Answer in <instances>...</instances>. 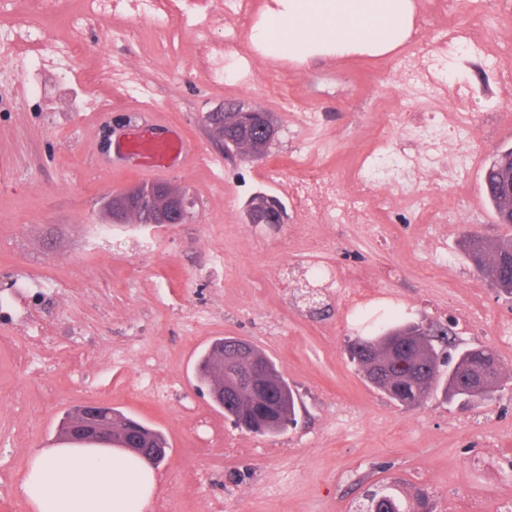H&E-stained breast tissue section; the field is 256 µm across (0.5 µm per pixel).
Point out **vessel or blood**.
Wrapping results in <instances>:
<instances>
[{"label":"vessel or blood","instance_id":"1","mask_svg":"<svg viewBox=\"0 0 512 512\" xmlns=\"http://www.w3.org/2000/svg\"><path fill=\"white\" fill-rule=\"evenodd\" d=\"M121 157L135 162L139 170L154 175L177 163L187 162L198 153V145L179 127H171L166 135L156 136L150 126H133L119 145Z\"/></svg>","mask_w":512,"mask_h":512}]
</instances>
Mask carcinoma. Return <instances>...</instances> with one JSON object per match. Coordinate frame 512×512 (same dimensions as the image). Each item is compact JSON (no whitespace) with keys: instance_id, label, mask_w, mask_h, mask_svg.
<instances>
[{"instance_id":"1","label":"carcinoma","mask_w":512,"mask_h":512,"mask_svg":"<svg viewBox=\"0 0 512 512\" xmlns=\"http://www.w3.org/2000/svg\"><path fill=\"white\" fill-rule=\"evenodd\" d=\"M512 157V148L498 152L484 168L483 183L492 185L501 177L512 174V164L502 168L504 160ZM512 242V235L491 239L478 232L468 234L462 244L463 252L473 268L488 279L494 286L512 293V267L502 266L498 261L503 247ZM426 331V339L419 341L413 354L408 357L394 355L390 349L391 338H382L372 344L370 353L364 358L357 357L359 372L374 388L380 390L400 405L418 404L428 399L442 397L445 401L455 398L471 399L477 394L471 393L472 376L489 363L494 366L493 376L497 384H502L499 359L496 352L482 359L469 350L459 352L448 369L442 364ZM223 340L217 339L198 356L195 376L212 398L214 406L228 415H233L245 430L260 436L274 437L284 432L289 422L295 419V393L282 377L276 363L264 352L257 353V359L268 366V372L274 384V393L266 396L256 390L230 403L225 396L215 390L219 375L218 356ZM389 360V368L382 374L371 369L376 358ZM497 390L483 392L479 401H490ZM137 435L145 434L157 448H167L169 443L165 434L139 421H134Z\"/></svg>"}]
</instances>
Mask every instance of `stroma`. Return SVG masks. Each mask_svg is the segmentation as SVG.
<instances>
[{"instance_id":"stroma-1","label":"stroma","mask_w":512,"mask_h":512,"mask_svg":"<svg viewBox=\"0 0 512 512\" xmlns=\"http://www.w3.org/2000/svg\"><path fill=\"white\" fill-rule=\"evenodd\" d=\"M267 0H249V16L204 5L216 31L234 34L250 82L215 84L185 68L194 51L190 24L174 21L167 46L135 42L128 27L150 28L132 15L89 28L87 53L67 60V40L48 50L38 71L23 62L0 71L16 101L0 99V289L30 277L49 292L29 306L55 322L69 354L44 364L19 361L7 348L12 322L0 317V485L7 512H28L18 491L29 449L57 441L64 414L94 402L160 429L170 448L156 467V494L171 512H194L184 501L188 474H206L205 495L229 512H353L367 489L388 484L408 512H439L442 498L483 499L494 512L512 456V347L494 334L512 320V296L498 292L469 264L462 235L494 238L497 223L482 191L485 166L512 147V0H416L417 32L384 57L351 55L308 66L253 52L248 36ZM479 30L482 54L459 52L428 82L404 78L401 61L442 37L462 41ZM106 67L110 81L88 84ZM41 94L28 96V85ZM271 113L276 141L259 158L229 154L204 121L229 105ZM464 105L471 131H441L448 153L432 176L409 180L401 161L423 158L420 131L432 113ZM314 112L301 126L298 110ZM159 114L182 125L200 150L174 166L164 183L185 190L196 216L185 224H116L106 246L98 229L109 195L148 183L112 152L136 115ZM375 182L370 196L401 188L453 207V224H437L390 202L371 209L367 224H338L324 234L311 214L296 210L289 189L300 165L322 169L343 192L369 149ZM280 182L266 178L270 167ZM277 197L281 224H251L255 194ZM346 277L369 280L381 296L360 318L342 319L335 302L303 300V260L313 250ZM287 267L289 287L271 272ZM397 313L432 327L440 352L487 346L501 362L503 387L489 402L464 406L434 398L402 406L368 384L349 357L356 337ZM251 340L279 367L297 398L296 422L277 437L233 425L195 388L199 353L214 339ZM247 448L229 457L224 443Z\"/></svg>"}]
</instances>
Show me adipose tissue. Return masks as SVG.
Instances as JSON below:
<instances>
[{"mask_svg":"<svg viewBox=\"0 0 512 512\" xmlns=\"http://www.w3.org/2000/svg\"><path fill=\"white\" fill-rule=\"evenodd\" d=\"M415 0H272L249 33L266 58L298 63L351 54L383 56L410 40ZM154 469L121 449H31L19 484L28 512H144Z\"/></svg>","mask_w":512,"mask_h":512,"instance_id":"1","label":"adipose tissue"}]
</instances>
